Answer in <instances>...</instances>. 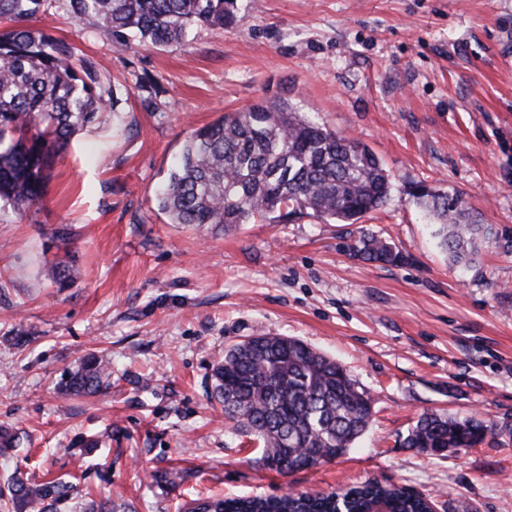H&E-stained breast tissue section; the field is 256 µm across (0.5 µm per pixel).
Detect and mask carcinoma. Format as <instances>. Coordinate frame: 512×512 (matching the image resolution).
Masks as SVG:
<instances>
[{"instance_id":"cac0c4a2","label":"carcinoma","mask_w":512,"mask_h":512,"mask_svg":"<svg viewBox=\"0 0 512 512\" xmlns=\"http://www.w3.org/2000/svg\"><path fill=\"white\" fill-rule=\"evenodd\" d=\"M71 18H92L114 47L128 36L151 46L184 41L193 26L224 29L237 0H68ZM51 0H0V206L20 211L42 196L48 172L70 139L105 110L94 64L28 25ZM391 173L356 139L304 116L286 98L226 112L185 140L158 198L172 224H215L229 230L258 219L286 220L310 210L326 221L354 224L383 207ZM419 203L437 222L435 234L452 263L470 265L493 228L474 219L458 197L424 188ZM363 259L389 265L400 251L374 237L352 246ZM225 416L263 444L262 466L283 474L344 455L367 430L373 404L347 369L288 336H255L224 352L213 368ZM112 383L110 363L95 354L68 374L61 394H95ZM498 434L476 417L425 413L403 445L442 454L473 448ZM60 481H12L0 512H50L70 497ZM429 512L423 496L374 482L329 494L215 498L201 512Z\"/></svg>"}]
</instances>
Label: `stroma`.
<instances>
[{
  "label": "stroma",
  "mask_w": 512,
  "mask_h": 512,
  "mask_svg": "<svg viewBox=\"0 0 512 512\" xmlns=\"http://www.w3.org/2000/svg\"><path fill=\"white\" fill-rule=\"evenodd\" d=\"M234 25L118 51L66 0L34 22L92 61L107 108L56 158L42 198L0 208V497L13 477L79 487L58 512H179L208 496L317 494L365 481L435 512H512V0H237ZM285 97L368 145L391 196L355 224L305 215L232 232L171 224L157 195L191 131ZM462 198L495 238L452 267L418 187ZM372 234L398 265L352 250ZM77 270L48 278L47 260ZM271 334L347 368L374 401L346 455L282 474L212 395L225 349ZM93 396L59 388L87 353ZM494 423L495 443L402 447L426 412ZM98 441L88 451L85 441ZM112 383L110 363L95 354L83 358L77 370L68 374L61 394H95Z\"/></svg>",
  "instance_id": "obj_1"
}]
</instances>
